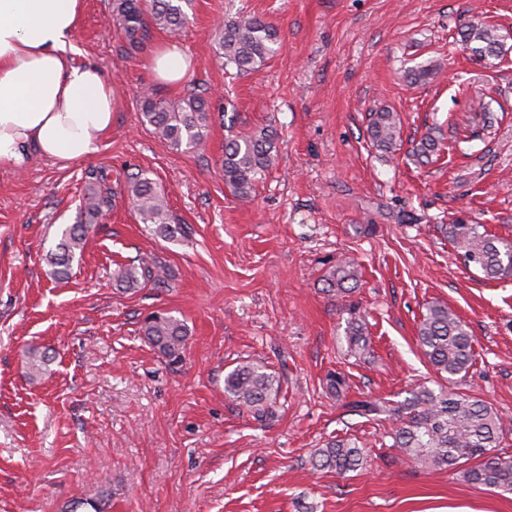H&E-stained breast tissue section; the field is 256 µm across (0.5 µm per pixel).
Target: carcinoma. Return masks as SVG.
<instances>
[{
  "label": "carcinoma",
  "mask_w": 512,
  "mask_h": 512,
  "mask_svg": "<svg viewBox=\"0 0 512 512\" xmlns=\"http://www.w3.org/2000/svg\"><path fill=\"white\" fill-rule=\"evenodd\" d=\"M116 19L131 44L155 26L177 34L186 20L182 0H152L149 15H144L140 0H115ZM461 42L471 46L475 55L497 56L499 35L495 26L478 22L465 26ZM280 44L277 30L257 17L227 20L215 28L214 46L224 67L249 71L264 64ZM143 117L154 133L175 149L200 150L206 140L209 119L208 100L191 94L178 102H169L148 94L142 104ZM399 134L397 115L381 111L373 114L369 137L379 148L391 149ZM276 150V135L270 129L240 133L224 142V184L232 193L247 200L252 196L258 176L271 164ZM89 187L79 208L80 220L66 227L50 257L54 276L68 275L76 255L82 252L87 233L111 206L112 188L103 171L88 175ZM128 195L143 224L156 225V232L169 240L177 237L179 228L170 224L165 197L155 184L137 174L127 177ZM448 239L466 265H474L491 280L512 277V241L490 235L480 224L460 221L448 225ZM113 280L121 288H140L148 283L165 284L169 274L157 260H143L137 265H124L113 271ZM358 264L345 259L329 267L324 275L328 291L342 298L354 292L359 282ZM349 351L362 357L369 352L362 320L356 316L349 322ZM143 335L166 359H181L186 341L184 323L167 312L155 311L144 320ZM417 344L435 372L445 381L467 375L473 360V336L468 326L448 307L431 304L426 307L418 328ZM52 357L46 350L27 352V370L33 378L43 373ZM283 376L268 366L245 361L224 375V394L245 406L258 421L275 414L282 391ZM327 390L337 397L347 391L344 375L331 371L325 376ZM348 406L368 419L382 417L394 424L391 447L408 462L420 468H458L467 482L512 494V456H502L503 430L501 413L492 404L444 384L430 388L416 387L411 396L392 406L385 401L357 399ZM314 466L338 474L357 471L367 465L361 448L349 439L331 440L313 455Z\"/></svg>",
  "instance_id": "carcinoma-1"
}]
</instances>
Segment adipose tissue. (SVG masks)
Returning a JSON list of instances; mask_svg holds the SVG:
<instances>
[{
    "mask_svg": "<svg viewBox=\"0 0 512 512\" xmlns=\"http://www.w3.org/2000/svg\"><path fill=\"white\" fill-rule=\"evenodd\" d=\"M83 0H0V166L29 152L63 164L97 157L112 127L116 90L108 74L75 60ZM191 67L175 43L151 57L156 80L176 85Z\"/></svg>",
    "mask_w": 512,
    "mask_h": 512,
    "instance_id": "obj_1",
    "label": "adipose tissue"
}]
</instances>
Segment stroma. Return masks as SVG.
<instances>
[{
    "label": "stroma",
    "mask_w": 512,
    "mask_h": 512,
    "mask_svg": "<svg viewBox=\"0 0 512 512\" xmlns=\"http://www.w3.org/2000/svg\"><path fill=\"white\" fill-rule=\"evenodd\" d=\"M177 39L192 59L176 89L155 84L150 55L169 39L149 28L132 46L113 0H84L79 62L102 67L118 107L100 155L62 166L32 154L0 167V512H512V494L423 469L391 448V425L361 417L325 389L345 375L350 398L404 400L436 372L416 343L429 303L473 333L467 393L504 418L512 456V277L465 266L446 228L457 219L512 238V0H192ZM258 16L280 49L247 74L215 57L217 23ZM498 29L492 64L462 27ZM440 63L425 81L405 72ZM207 98L206 149H173L142 121V92ZM482 100L485 113L474 112ZM397 113L394 150L372 146L373 113ZM272 127V167L249 202L224 184L228 136ZM433 162L411 157L424 136ZM105 170L112 207L89 232L67 279L47 255L75 223L90 170ZM158 185L184 235L142 224L126 177ZM144 256L170 279L125 291L112 272ZM345 258L372 355L347 352L349 316L322 277ZM163 310L187 328L170 363L141 327ZM54 349L29 378L25 351ZM263 362L284 381L273 420L258 422L224 394V375ZM337 437L363 448L366 469L315 470Z\"/></svg>",
    "instance_id": "obj_1"
}]
</instances>
